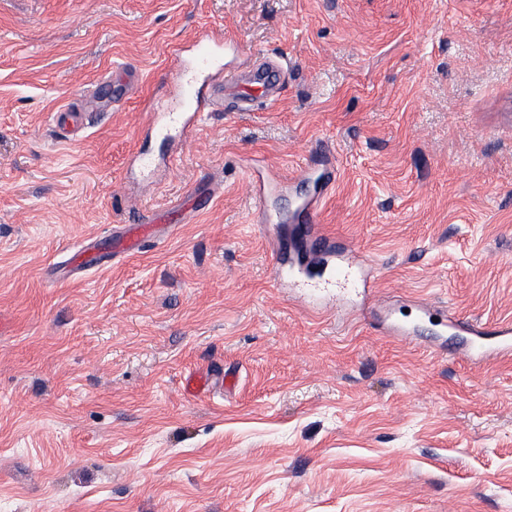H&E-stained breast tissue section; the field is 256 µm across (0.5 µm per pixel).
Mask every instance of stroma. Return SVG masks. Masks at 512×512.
<instances>
[{"label": "stroma", "mask_w": 512, "mask_h": 512, "mask_svg": "<svg viewBox=\"0 0 512 512\" xmlns=\"http://www.w3.org/2000/svg\"><path fill=\"white\" fill-rule=\"evenodd\" d=\"M201 26L237 68L284 58L282 92L146 138ZM74 101L85 136L58 140ZM323 147L318 221L378 286L316 316L274 284L246 181ZM174 207L160 243L63 269ZM454 317L512 323V0H0V512H512V357L450 353ZM68 260L77 266L98 267L102 264V255L93 242L86 240L74 248Z\"/></svg>", "instance_id": "35a3bbf8"}]
</instances>
